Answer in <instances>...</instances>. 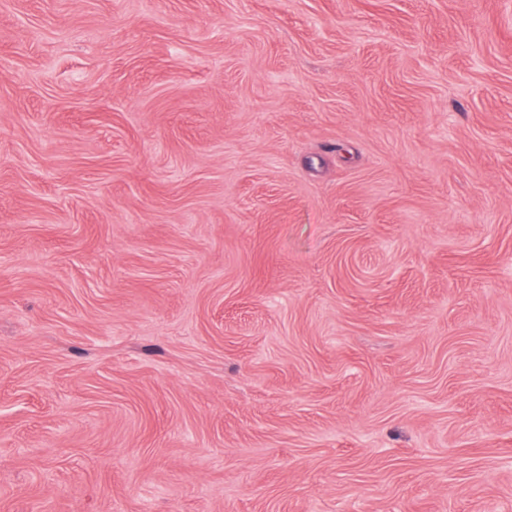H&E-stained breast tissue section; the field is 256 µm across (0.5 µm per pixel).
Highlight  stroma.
<instances>
[{
  "label": "stroma",
  "instance_id": "obj_1",
  "mask_svg": "<svg viewBox=\"0 0 512 512\" xmlns=\"http://www.w3.org/2000/svg\"><path fill=\"white\" fill-rule=\"evenodd\" d=\"M0 512H512V0H0Z\"/></svg>",
  "mask_w": 512,
  "mask_h": 512
}]
</instances>
